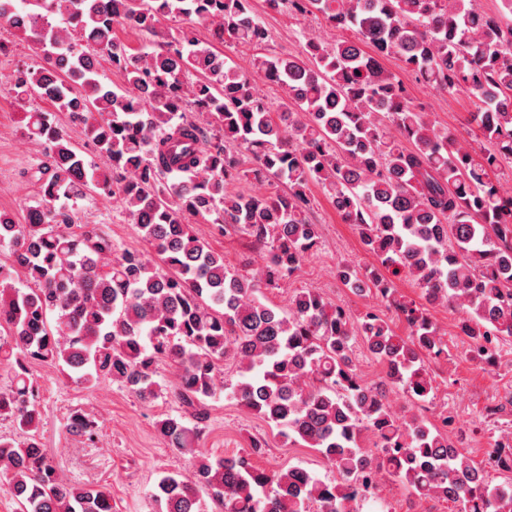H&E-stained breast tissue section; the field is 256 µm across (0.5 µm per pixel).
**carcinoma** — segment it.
<instances>
[{
    "mask_svg": "<svg viewBox=\"0 0 512 512\" xmlns=\"http://www.w3.org/2000/svg\"><path fill=\"white\" fill-rule=\"evenodd\" d=\"M266 6L319 14L326 26L357 34L332 46L309 37L302 58L257 59L263 78L285 91L277 107L211 43L162 30L166 21H196L216 42L258 46L268 33L251 0H0V25L42 52L38 66L16 70L7 91L24 109L23 136L48 157L33 175L40 198L26 223L0 213V244L13 257L11 268L0 265V365L12 373L10 388L0 390V418L24 435H0V472L19 512H112L105 488L65 481L43 448L28 363L57 364L86 383L111 379L149 402L160 388V359L176 366L175 396L196 424L157 422L194 460L191 476L166 475L152 488L155 512H310L312 504L317 512H358L373 494L368 475L381 473L460 512H512V483L491 484L447 432L420 415L398 416L384 394L391 385L427 400L434 385L424 358L448 354L421 306L396 299L391 274L413 280L427 302L462 311L458 328L472 342L471 358L494 364L496 342L512 337V192L496 181L512 158V24L472 0ZM118 21L161 37L160 48L128 53L112 36ZM388 55L421 81L480 101L471 114L474 144L425 120L382 65ZM103 61L129 89L103 81ZM35 93L84 124L99 162L85 161L50 113L27 109ZM244 178L287 190L228 191ZM311 183L380 262L340 263L336 278L393 304L408 335L373 311L353 324L311 291L295 294L286 311L257 296L318 244L308 219ZM98 186L112 187L156 259L116 251L94 227L72 230L63 204ZM192 218L243 229L266 248L264 266L251 277L230 270L193 232ZM16 272L26 287H16ZM357 334L383 366L375 386L354 363ZM230 351L242 372L231 397L332 461L336 482L191 447ZM69 428L91 439L97 425L75 410ZM493 458L512 472L511 444H498Z\"/></svg>",
    "mask_w": 512,
    "mask_h": 512,
    "instance_id": "1",
    "label": "carcinoma"
}]
</instances>
